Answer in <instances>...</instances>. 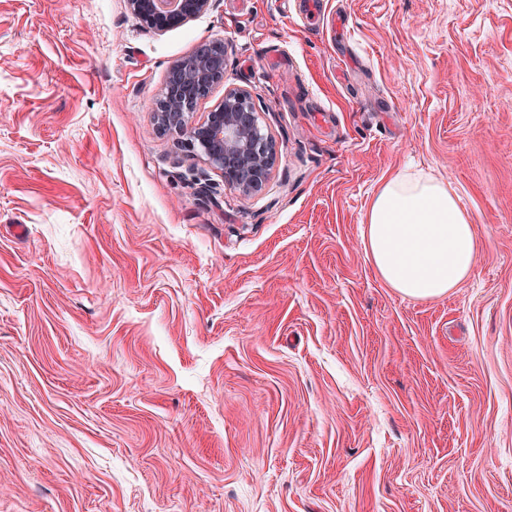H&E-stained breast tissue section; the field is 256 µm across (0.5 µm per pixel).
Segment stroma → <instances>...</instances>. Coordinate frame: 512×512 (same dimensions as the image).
<instances>
[{
	"instance_id": "1",
	"label": "stroma",
	"mask_w": 512,
	"mask_h": 512,
	"mask_svg": "<svg viewBox=\"0 0 512 512\" xmlns=\"http://www.w3.org/2000/svg\"><path fill=\"white\" fill-rule=\"evenodd\" d=\"M0 0V512H512V0ZM224 41L261 193L151 112ZM450 184L472 279L413 300L361 244ZM212 0H176L168 7L163 0H126L129 10L150 29L166 31L185 24L207 11Z\"/></svg>"
}]
</instances>
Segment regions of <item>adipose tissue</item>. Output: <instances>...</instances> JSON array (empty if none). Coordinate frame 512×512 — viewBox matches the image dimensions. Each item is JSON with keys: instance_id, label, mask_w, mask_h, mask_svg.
<instances>
[{"instance_id": "1", "label": "adipose tissue", "mask_w": 512, "mask_h": 512, "mask_svg": "<svg viewBox=\"0 0 512 512\" xmlns=\"http://www.w3.org/2000/svg\"><path fill=\"white\" fill-rule=\"evenodd\" d=\"M362 245L377 275L406 297L447 296L472 277L476 238L466 211L447 183L399 175L375 194Z\"/></svg>"}]
</instances>
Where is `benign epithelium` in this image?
<instances>
[{"label":"benign epithelium","mask_w":512,"mask_h":512,"mask_svg":"<svg viewBox=\"0 0 512 512\" xmlns=\"http://www.w3.org/2000/svg\"><path fill=\"white\" fill-rule=\"evenodd\" d=\"M212 0H126L129 10L150 29L166 31L207 11ZM227 49L222 41L204 44L176 61L168 71L152 118L174 137L177 148L224 177V185L249 196L262 190L272 174L277 145L251 92L233 87L204 119L195 120L198 104L224 82Z\"/></svg>","instance_id":"7a95c632"}]
</instances>
